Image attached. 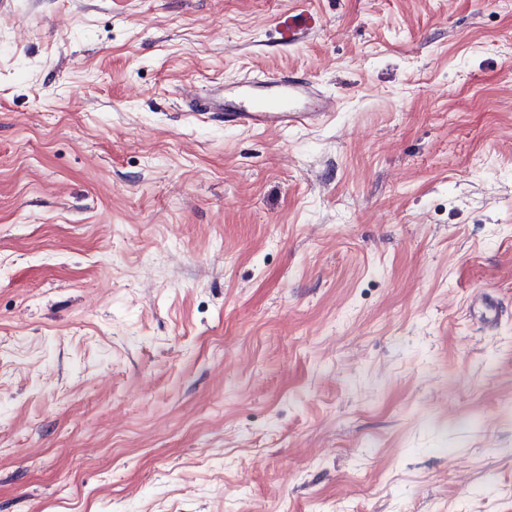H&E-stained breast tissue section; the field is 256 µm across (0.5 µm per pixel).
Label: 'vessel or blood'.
Returning a JSON list of instances; mask_svg holds the SVG:
<instances>
[{"label": "vessel or blood", "instance_id": "obj_1", "mask_svg": "<svg viewBox=\"0 0 512 512\" xmlns=\"http://www.w3.org/2000/svg\"><path fill=\"white\" fill-rule=\"evenodd\" d=\"M197 112H220L227 125L248 129L305 127L335 108L309 82L287 74H267L191 97Z\"/></svg>", "mask_w": 512, "mask_h": 512}]
</instances>
